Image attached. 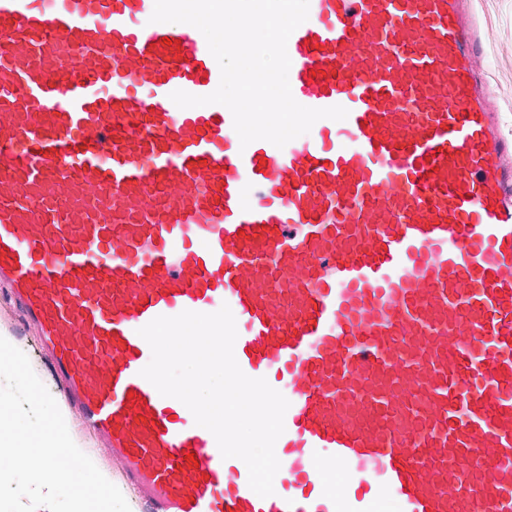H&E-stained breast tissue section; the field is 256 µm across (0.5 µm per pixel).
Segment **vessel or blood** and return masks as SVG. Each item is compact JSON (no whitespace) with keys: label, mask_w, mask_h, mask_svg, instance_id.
Segmentation results:
<instances>
[{"label":"vessel or blood","mask_w":512,"mask_h":512,"mask_svg":"<svg viewBox=\"0 0 512 512\" xmlns=\"http://www.w3.org/2000/svg\"><path fill=\"white\" fill-rule=\"evenodd\" d=\"M154 0H0V288L137 512H512V139L474 0H309L284 147L182 109L220 68ZM229 306L289 402L273 495L141 377Z\"/></svg>","instance_id":"1"}]
</instances>
